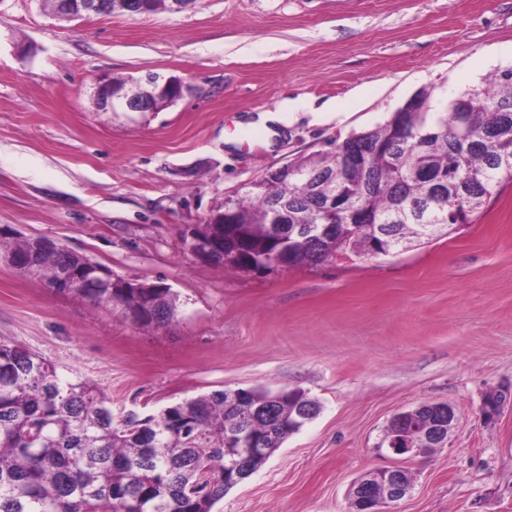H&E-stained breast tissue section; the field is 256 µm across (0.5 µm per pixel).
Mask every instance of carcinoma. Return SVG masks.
<instances>
[{
	"instance_id": "1",
	"label": "carcinoma",
	"mask_w": 512,
	"mask_h": 512,
	"mask_svg": "<svg viewBox=\"0 0 512 512\" xmlns=\"http://www.w3.org/2000/svg\"><path fill=\"white\" fill-rule=\"evenodd\" d=\"M505 142L512 144V70L452 100L446 112L433 111L426 94L418 110L394 112L329 154L292 162L294 176H266L235 190L247 251L255 262L265 256L267 225L285 199L296 224L305 226L304 234L292 235L297 265L429 243L471 223L512 182V157L501 154ZM349 148L364 168L341 167ZM352 212L362 223H349ZM314 224H333L335 233L321 238ZM39 242L0 240V254L59 294L127 310L147 304L132 290L112 294V284L97 274L101 265ZM152 300L161 324H170L174 296L158 291ZM281 394L276 401L264 387L250 392L254 404L274 410L278 425L262 415L239 418L222 391L117 424L110 398L96 384L61 376L22 345L0 343V512H213L230 491L224 438L249 431L273 453L303 427L293 409L307 393Z\"/></svg>"
}]
</instances>
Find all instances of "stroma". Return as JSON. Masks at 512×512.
<instances>
[{
  "instance_id": "obj_1",
  "label": "stroma",
  "mask_w": 512,
  "mask_h": 512,
  "mask_svg": "<svg viewBox=\"0 0 512 512\" xmlns=\"http://www.w3.org/2000/svg\"><path fill=\"white\" fill-rule=\"evenodd\" d=\"M512 69V0H192L179 13L70 22L0 0V229L171 288L164 328L46 287L0 260V342L90 380L122 421L216 390L300 388L321 405L214 512H349L360 474L401 465L393 512H512V185L472 224L383 256L248 273L184 240L224 194L385 122L436 111ZM174 75L160 112H104L101 76ZM272 110L278 135L248 133ZM232 145H225V135ZM454 407L446 447L380 443L398 412Z\"/></svg>"
}]
</instances>
